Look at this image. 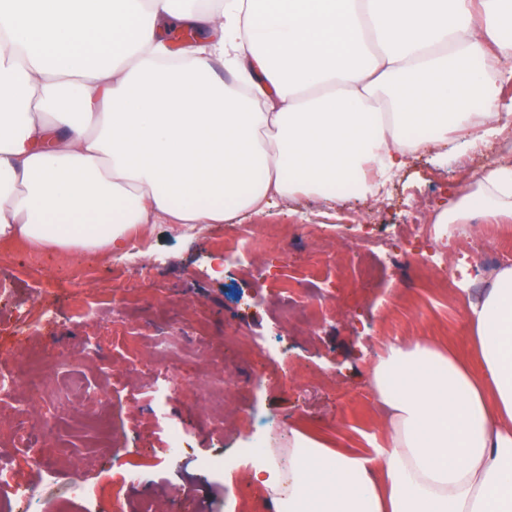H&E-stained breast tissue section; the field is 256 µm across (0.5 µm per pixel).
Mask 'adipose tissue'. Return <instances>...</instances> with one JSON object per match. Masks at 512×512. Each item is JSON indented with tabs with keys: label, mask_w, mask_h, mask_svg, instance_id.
Here are the masks:
<instances>
[{
	"label": "adipose tissue",
	"mask_w": 512,
	"mask_h": 512,
	"mask_svg": "<svg viewBox=\"0 0 512 512\" xmlns=\"http://www.w3.org/2000/svg\"><path fill=\"white\" fill-rule=\"evenodd\" d=\"M206 30L183 65L158 24ZM235 74L242 97L212 62ZM512 0H0V244L108 253L295 192L370 193L500 109ZM512 219V164L439 221ZM469 300L477 358L397 340L370 370L390 439L294 431L275 512H512V266Z\"/></svg>",
	"instance_id": "obj_1"
}]
</instances>
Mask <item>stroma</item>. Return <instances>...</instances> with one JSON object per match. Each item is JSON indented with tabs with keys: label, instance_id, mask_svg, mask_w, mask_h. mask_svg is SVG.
Masks as SVG:
<instances>
[{
	"label": "stroma",
	"instance_id": "obj_1",
	"mask_svg": "<svg viewBox=\"0 0 512 512\" xmlns=\"http://www.w3.org/2000/svg\"><path fill=\"white\" fill-rule=\"evenodd\" d=\"M500 99L501 137L473 149L463 132L449 133L447 154L418 152L382 197L335 202L297 194L242 215L255 230L280 225L289 241L283 288L253 276L263 255L225 260L222 224L196 225L189 239L166 224H143L133 235L136 252L126 256L0 246V373L20 375L30 427L47 414L55 421L46 440L55 473L49 482L26 469L11 433L16 406L0 402V462L22 470L33 487L32 512H88L73 483L99 487L128 469L138 479L122 490L123 512H140L147 498L157 512H184L195 499L202 512H268L269 492L255 484L250 457L237 453L242 425L253 416L274 420L257 428L273 460L287 452L295 430L353 453L384 444L389 414L368 377L386 344L418 338L467 360L473 330L467 293L438 287L435 273L403 288L400 270L386 261L374 280L349 281L355 244L374 230L396 234L419 202L433 209L455 203L459 183L512 161V79ZM450 231L458 244L448 249V269L467 277L468 293L485 289L470 277L469 240L495 238L512 265V222L476 217ZM304 295L328 316L302 333L282 312ZM228 325L287 363V379L259 375L249 351L225 349ZM159 332L169 343L163 367L151 353ZM163 373L181 385L180 398L167 401L157 391ZM90 392L101 398L117 446L103 447L86 427ZM173 424L183 430L179 448L169 445Z\"/></svg>",
	"mask_w": 512,
	"mask_h": 512
}]
</instances>
